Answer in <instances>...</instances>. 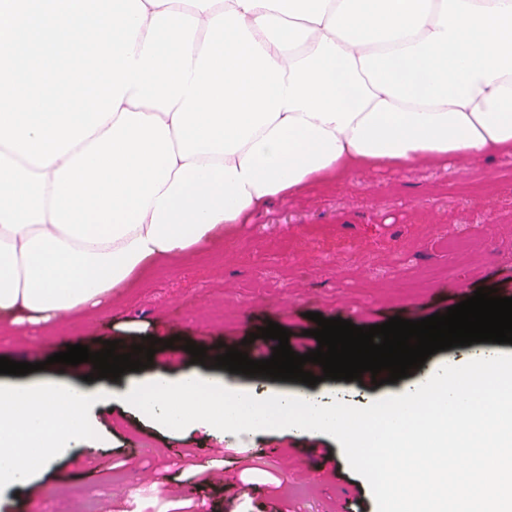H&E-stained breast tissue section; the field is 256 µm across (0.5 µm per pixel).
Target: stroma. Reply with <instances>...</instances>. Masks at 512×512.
<instances>
[{
  "mask_svg": "<svg viewBox=\"0 0 512 512\" xmlns=\"http://www.w3.org/2000/svg\"><path fill=\"white\" fill-rule=\"evenodd\" d=\"M414 280L419 288L407 289ZM480 287L512 297V155L357 174L334 189L311 185L258 211L224 242L156 267L104 309L51 334L29 325L26 345L0 335V356L44 363L32 379L54 378L47 359L67 346L94 352L151 335L173 340L176 358L157 350L153 366L175 374L190 365L187 340L212 355L226 346L268 357L273 350L256 332L272 321L305 354L318 346L310 313L366 327L421 319ZM405 385L377 386L366 372L316 390L365 406ZM95 414L86 445L42 477L44 495L1 496L0 512H377L367 481L331 436L272 429L219 441L166 429L118 395ZM217 471L231 483L213 482Z\"/></svg>",
  "mask_w": 512,
  "mask_h": 512,
  "instance_id": "1",
  "label": "stroma"
}]
</instances>
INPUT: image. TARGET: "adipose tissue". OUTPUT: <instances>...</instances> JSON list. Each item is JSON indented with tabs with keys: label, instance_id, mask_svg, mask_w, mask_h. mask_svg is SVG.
I'll return each mask as SVG.
<instances>
[{
	"label": "adipose tissue",
	"instance_id": "1",
	"mask_svg": "<svg viewBox=\"0 0 512 512\" xmlns=\"http://www.w3.org/2000/svg\"><path fill=\"white\" fill-rule=\"evenodd\" d=\"M207 25L236 10L282 68L321 38L351 53L374 97L344 131L281 112L233 154L180 159L171 115L121 103L48 167L0 145V332L103 306L156 265L221 241L272 200L381 168L512 152V0H142ZM224 379L187 370L129 379L124 397L171 428L214 436L270 425ZM73 381L0 382V495H41L40 477L84 440L107 395Z\"/></svg>",
	"mask_w": 512,
	"mask_h": 512
}]
</instances>
